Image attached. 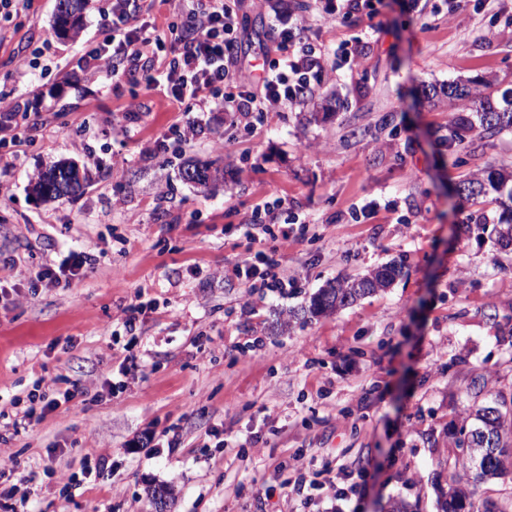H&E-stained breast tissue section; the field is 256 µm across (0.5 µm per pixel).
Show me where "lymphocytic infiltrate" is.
<instances>
[{
    "instance_id": "lymphocytic-infiltrate-1",
    "label": "lymphocytic infiltrate",
    "mask_w": 512,
    "mask_h": 512,
    "mask_svg": "<svg viewBox=\"0 0 512 512\" xmlns=\"http://www.w3.org/2000/svg\"><path fill=\"white\" fill-rule=\"evenodd\" d=\"M191 24L173 41L162 37L147 38L143 28L128 26L130 0H113L112 50L95 48L86 52L87 68L119 78L113 61L118 57L135 59L153 46L164 50L165 64L159 74L173 97L180 102L197 101L207 94L220 92L224 85L238 82L240 91L232 107L251 111L253 104L285 106L312 95L323 76L319 57L307 47H300L296 59L281 58L268 68L256 83L238 81L233 71L238 22L224 5V0H186Z\"/></svg>"
}]
</instances>
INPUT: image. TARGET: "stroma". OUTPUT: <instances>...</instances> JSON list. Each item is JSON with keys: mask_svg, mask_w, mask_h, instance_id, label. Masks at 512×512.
Masks as SVG:
<instances>
[{"mask_svg": "<svg viewBox=\"0 0 512 512\" xmlns=\"http://www.w3.org/2000/svg\"><path fill=\"white\" fill-rule=\"evenodd\" d=\"M224 2L243 27L239 66L278 59L285 25L322 53L321 88L259 112L180 104L154 81L160 55L131 60L132 80L80 66L112 35V0H91L65 37L56 0L0 19V97L24 138L0 147V457L14 462L0 491L13 489V512H155L150 485L171 488L168 512H438L471 378L512 394L505 207L452 191L512 171V131L449 146L455 108L436 90L470 81V113L512 97V0ZM140 4L136 23L158 35L183 20L180 0ZM189 122L195 136L178 140ZM189 158L220 161L223 184L184 181ZM60 159L88 183L36 201ZM277 197L273 235L257 232L253 210ZM72 250L93 268L65 288L33 283ZM260 250L287 269L283 292L233 275ZM391 261L404 274L390 288L303 315L327 281ZM67 382L74 400L22 422L33 386ZM373 469L364 497L291 487Z\"/></svg>", "mask_w": 512, "mask_h": 512, "instance_id": "35a3bbf8", "label": "stroma"}]
</instances>
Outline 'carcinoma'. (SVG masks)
Listing matches in <instances>:
<instances>
[{
	"mask_svg": "<svg viewBox=\"0 0 512 512\" xmlns=\"http://www.w3.org/2000/svg\"><path fill=\"white\" fill-rule=\"evenodd\" d=\"M88 0H57L55 28L58 34L67 35L76 30ZM509 110L499 111L489 103L482 104L476 113L478 122L463 112L455 115L450 139L459 138V131L477 134L512 130V101ZM198 170L192 183L204 188L224 182V170L210 166H194ZM86 176L72 161H59L41 172L32 191L41 200H56L76 196L83 188ZM489 190L507 194L511 206L508 217L496 228L498 241L504 247L512 246V185L508 176L494 169L486 177L474 178L456 187L469 195H480ZM400 273L395 263L382 266L371 274L344 281H333L319 289L310 298L308 312L314 316L337 312L357 301L389 287ZM451 455L445 462L451 483L448 496L440 502L441 512H473V491L461 486L460 471L473 468L480 481L505 479L512 473V396L495 395L492 402L474 405L451 437Z\"/></svg>",
	"mask_w": 512,
	"mask_h": 512,
	"instance_id": "obj_1",
	"label": "carcinoma"
}]
</instances>
